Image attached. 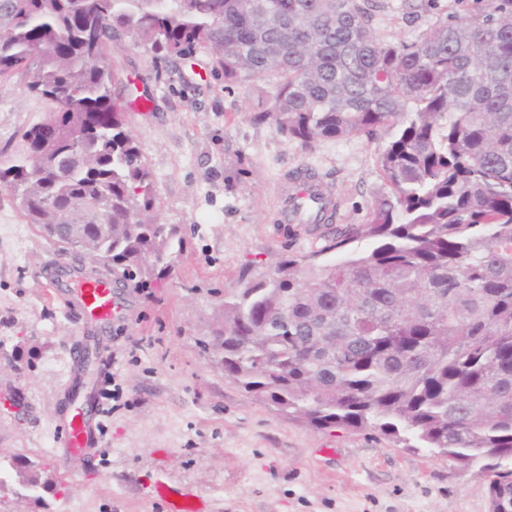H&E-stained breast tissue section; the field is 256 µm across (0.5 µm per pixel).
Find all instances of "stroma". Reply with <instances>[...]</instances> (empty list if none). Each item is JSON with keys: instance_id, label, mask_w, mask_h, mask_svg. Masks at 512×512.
I'll return each mask as SVG.
<instances>
[{"instance_id": "35a3bbf8", "label": "stroma", "mask_w": 512, "mask_h": 512, "mask_svg": "<svg viewBox=\"0 0 512 512\" xmlns=\"http://www.w3.org/2000/svg\"><path fill=\"white\" fill-rule=\"evenodd\" d=\"M486 5L368 0L376 34L392 42L420 40L439 16ZM109 63L117 85L151 97L126 107V127L150 170L158 218L178 225L183 243L155 287L115 289L127 315L102 333L89 370L96 457L62 468L53 436L69 352L85 330L47 288L59 245L0 187V468L10 474L0 512H166L144 492L160 474L207 512H490L488 484L472 471L371 431L314 429L231 383L202 346L247 262L263 271L309 250L307 225L280 211V180L310 166L340 200L338 225L363 223L391 192L378 165L387 132L305 150L252 121L270 84L225 82L208 53L160 59L126 32ZM26 82L18 74L0 85V147L51 108Z\"/></svg>"}]
</instances>
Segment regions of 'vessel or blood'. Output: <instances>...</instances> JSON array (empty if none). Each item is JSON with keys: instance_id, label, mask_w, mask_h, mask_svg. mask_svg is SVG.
Masks as SVG:
<instances>
[{"instance_id": "obj_1", "label": "vessel or blood", "mask_w": 512, "mask_h": 512, "mask_svg": "<svg viewBox=\"0 0 512 512\" xmlns=\"http://www.w3.org/2000/svg\"><path fill=\"white\" fill-rule=\"evenodd\" d=\"M279 203L285 216L313 223L334 214V194L309 172L284 180L279 187ZM66 258H58L47 285L54 298L60 299L67 310L76 312L83 327L101 328L123 317L125 308L112 292L108 274L91 279L70 277ZM96 444V424L90 407L83 397H76L67 420L54 436V455L58 466H65L75 453H89ZM148 496L166 501L169 512H205L192 494L181 492L164 480L149 485Z\"/></svg>"}]
</instances>
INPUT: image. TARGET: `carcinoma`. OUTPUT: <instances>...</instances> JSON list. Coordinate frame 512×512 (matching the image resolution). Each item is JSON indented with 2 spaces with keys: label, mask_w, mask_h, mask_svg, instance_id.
Returning a JSON list of instances; mask_svg holds the SVG:
<instances>
[{
  "label": "carcinoma",
  "mask_w": 512,
  "mask_h": 512,
  "mask_svg": "<svg viewBox=\"0 0 512 512\" xmlns=\"http://www.w3.org/2000/svg\"><path fill=\"white\" fill-rule=\"evenodd\" d=\"M122 30L181 59L208 50L228 82L272 81L252 120L304 148L390 133L391 195L306 255L246 266L208 347L315 429L497 473L491 512H512V0L409 44L380 39L357 0H0V82L21 73L56 104L0 149V186L56 243L64 224L112 225L87 256L148 288L179 230L153 213L114 88ZM363 237L377 245L357 253Z\"/></svg>",
  "instance_id": "cac0c4a2"
}]
</instances>
